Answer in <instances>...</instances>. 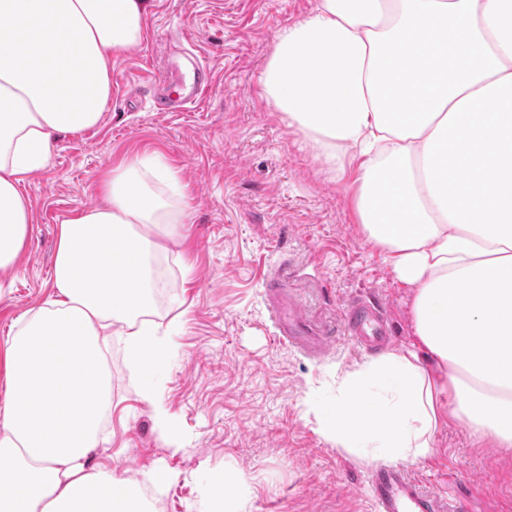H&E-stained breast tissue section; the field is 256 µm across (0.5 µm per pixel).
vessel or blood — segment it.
<instances>
[{"label":"vessel or blood","instance_id":"b4317fda","mask_svg":"<svg viewBox=\"0 0 512 512\" xmlns=\"http://www.w3.org/2000/svg\"><path fill=\"white\" fill-rule=\"evenodd\" d=\"M192 83L166 74L155 95L153 107L158 112H179L195 102L212 80L209 66L201 60L193 64ZM288 284L275 281L267 293L273 309L279 339L307 355H318L325 348L329 332L315 328L298 311L296 299L288 293ZM344 331L353 340L369 346L387 341V319L380 307L363 300L349 301L344 312ZM374 512H443L440 499L424 492L418 481L401 467L377 469L371 476Z\"/></svg>","mask_w":512,"mask_h":512}]
</instances>
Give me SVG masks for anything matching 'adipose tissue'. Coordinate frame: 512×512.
Returning <instances> with one entry per match:
<instances>
[{
    "label": "adipose tissue",
    "mask_w": 512,
    "mask_h": 512,
    "mask_svg": "<svg viewBox=\"0 0 512 512\" xmlns=\"http://www.w3.org/2000/svg\"><path fill=\"white\" fill-rule=\"evenodd\" d=\"M151 0H0V299L34 216L24 177L55 136L96 127L112 55L141 45ZM266 101L333 171H356L366 240L413 288L415 340L342 379L327 437L381 463L424 459L449 415L512 450V0H317L281 28ZM104 204L60 224L53 298L0 342V512H154L142 479L85 461L112 402L110 338L156 428L169 331L149 321L185 220L161 154L112 169Z\"/></svg>",
    "instance_id": "1"
}]
</instances>
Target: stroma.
Segmentation results:
<instances>
[{"label":"stroma","mask_w":512,"mask_h":512,"mask_svg":"<svg viewBox=\"0 0 512 512\" xmlns=\"http://www.w3.org/2000/svg\"><path fill=\"white\" fill-rule=\"evenodd\" d=\"M315 0H152L146 36L112 57V97L97 127L62 135L23 191L35 222L0 301V341L54 293L59 225L103 201L109 170L157 152L186 187L187 222L163 267L155 319L173 323L172 356L157 374L161 399L181 436L173 451L132 388L121 345L108 360L112 404L91 466L126 478L160 467L174 474L157 512H194L202 485L232 474L227 493L247 512H371L374 463L337 448L322 432L340 381L368 359L345 335L344 305L359 297L387 314L389 347L414 340L412 291L365 239L354 204V171L337 175L284 114L264 99L261 73L275 35ZM188 34L179 59L208 63L213 81L183 112L149 107L170 54V34ZM332 347L309 357L275 338L266 283L276 273ZM434 453L406 460L422 487L468 512H512V452L476 441L451 421Z\"/></svg>","instance_id":"obj_1"}]
</instances>
